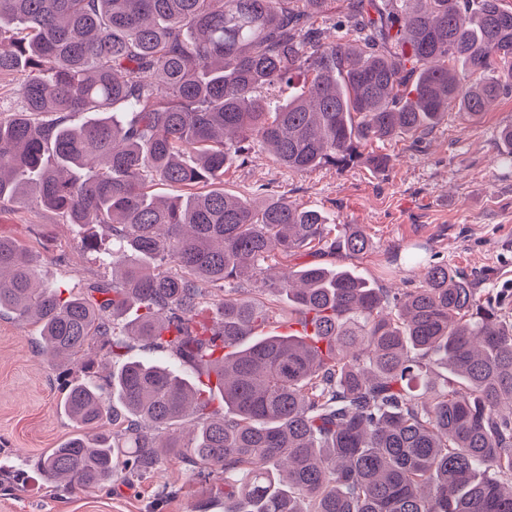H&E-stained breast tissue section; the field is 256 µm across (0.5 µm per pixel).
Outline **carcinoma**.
<instances>
[{
    "instance_id": "cac0c4a2",
    "label": "carcinoma",
    "mask_w": 512,
    "mask_h": 512,
    "mask_svg": "<svg viewBox=\"0 0 512 512\" xmlns=\"http://www.w3.org/2000/svg\"><path fill=\"white\" fill-rule=\"evenodd\" d=\"M329 5L0 0V74L20 75L0 115V202L57 211L112 268L64 297L0 236V314L37 323L61 369L82 359L61 400L80 430L34 462L46 482L102 488L176 451L224 512H512L506 307L445 262L416 288H375L333 265L370 249L363 232L336 237L284 194L212 187L257 142L289 170L346 168L452 102L477 117L512 92L501 0H347L325 43L310 18ZM154 182L187 192L160 198ZM302 254L260 281L273 300L238 294L248 270ZM95 343L112 353L103 377ZM139 344L212 370L223 410L128 357Z\"/></svg>"
}]
</instances>
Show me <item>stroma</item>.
Wrapping results in <instances>:
<instances>
[{
    "label": "stroma",
    "mask_w": 512,
    "mask_h": 512,
    "mask_svg": "<svg viewBox=\"0 0 512 512\" xmlns=\"http://www.w3.org/2000/svg\"><path fill=\"white\" fill-rule=\"evenodd\" d=\"M508 125L512 93L475 118L449 107L434 127L372 143L343 169L292 172L258 146L247 164L225 172L224 188L246 197L266 188L321 210L337 231H363L370 249L338 256L336 263L374 287L419 286L420 267L399 256L424 244L433 257L476 287L493 289L512 309V162L498 140ZM374 155L388 156V165L374 167ZM0 235L40 256L43 286L67 291L107 274L95 254L81 251L78 228L53 210L0 202ZM38 336L32 322L0 315V434L6 436L0 465L27 472L21 485L0 481V512H224L205 508L208 481L189 479L172 455L161 457L154 472L134 485L116 480L76 494L49 487L30 470V459L75 431L59 410L61 372L37 353ZM167 485L178 487V494L163 496Z\"/></svg>",
    "instance_id": "35a3bbf8"
}]
</instances>
